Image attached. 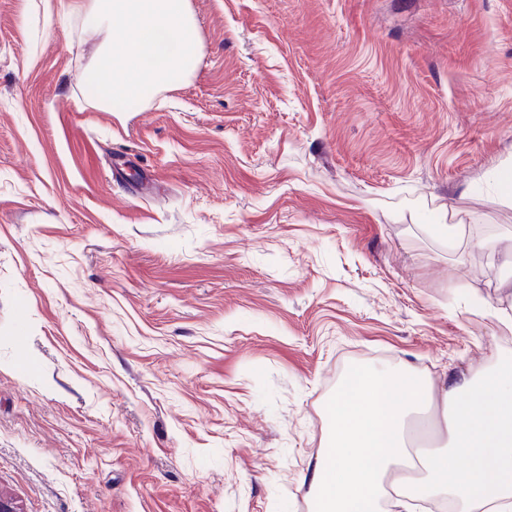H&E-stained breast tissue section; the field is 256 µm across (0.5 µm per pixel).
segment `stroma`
<instances>
[{
	"label": "stroma",
	"mask_w": 512,
	"mask_h": 512,
	"mask_svg": "<svg viewBox=\"0 0 512 512\" xmlns=\"http://www.w3.org/2000/svg\"><path fill=\"white\" fill-rule=\"evenodd\" d=\"M189 73L102 111L99 37L0 0V494L308 512L359 365L505 352L512 0H189ZM464 224L445 242L440 209Z\"/></svg>",
	"instance_id": "stroma-1"
}]
</instances>
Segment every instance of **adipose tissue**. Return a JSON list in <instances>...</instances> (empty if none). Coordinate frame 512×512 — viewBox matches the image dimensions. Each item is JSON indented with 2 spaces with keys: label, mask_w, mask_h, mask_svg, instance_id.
<instances>
[{
  "label": "adipose tissue",
  "mask_w": 512,
  "mask_h": 512,
  "mask_svg": "<svg viewBox=\"0 0 512 512\" xmlns=\"http://www.w3.org/2000/svg\"><path fill=\"white\" fill-rule=\"evenodd\" d=\"M103 35L93 65L99 108L141 99L197 63L188 0H62ZM311 475L313 512H382L448 499L459 512H512V357L440 383L355 367L327 408Z\"/></svg>",
  "instance_id": "ef3b65f1"
}]
</instances>
